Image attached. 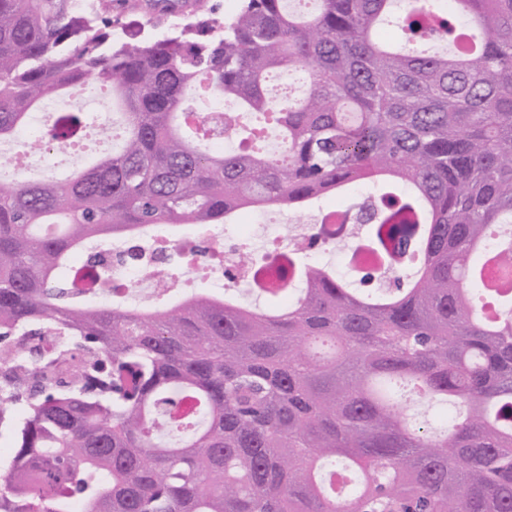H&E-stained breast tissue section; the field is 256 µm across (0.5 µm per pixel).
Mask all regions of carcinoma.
<instances>
[{
  "instance_id": "cac0c4a2",
  "label": "carcinoma",
  "mask_w": 512,
  "mask_h": 512,
  "mask_svg": "<svg viewBox=\"0 0 512 512\" xmlns=\"http://www.w3.org/2000/svg\"><path fill=\"white\" fill-rule=\"evenodd\" d=\"M109 13L0 0V144L48 98L73 143L90 80L123 129L66 181L0 184V512H512V293L487 281L512 269V0H239L118 40ZM288 72L305 94H268ZM375 178L347 206L368 292L291 254L264 310L134 309L88 301L110 287L96 254L66 271L90 241ZM412 402L443 409L435 431Z\"/></svg>"
}]
</instances>
